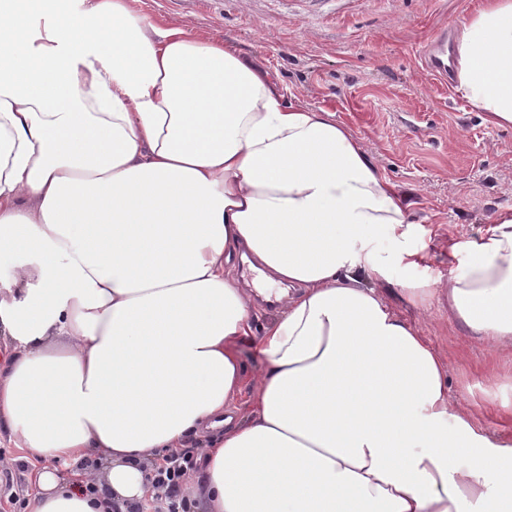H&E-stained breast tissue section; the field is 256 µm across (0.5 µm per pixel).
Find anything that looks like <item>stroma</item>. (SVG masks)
Listing matches in <instances>:
<instances>
[{
	"label": "stroma",
	"instance_id": "stroma-1",
	"mask_svg": "<svg viewBox=\"0 0 512 512\" xmlns=\"http://www.w3.org/2000/svg\"><path fill=\"white\" fill-rule=\"evenodd\" d=\"M482 0H137L156 22L176 21L231 41L284 91L288 104L334 115L350 129L381 172L406 194L421 227L422 262L412 275L438 295L424 307L396 289L410 273H392L383 297L439 351L451 400L473 410L487 431L502 430L494 402L512 401V353L454 336L443 287L448 238L474 235L512 210V126L487 123L454 88L423 68L421 50L443 26ZM497 380L488 383L487 370ZM12 480L0 475V512L11 497L28 502L26 452L0 438Z\"/></svg>",
	"mask_w": 512,
	"mask_h": 512
}]
</instances>
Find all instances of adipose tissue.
<instances>
[{
  "instance_id": "adipose-tissue-1",
  "label": "adipose tissue",
  "mask_w": 512,
  "mask_h": 512,
  "mask_svg": "<svg viewBox=\"0 0 512 512\" xmlns=\"http://www.w3.org/2000/svg\"><path fill=\"white\" fill-rule=\"evenodd\" d=\"M452 56L512 126V0L461 19ZM417 235L350 129L231 43L129 0H0V434L34 462L32 512H110L192 446L207 512H512V437L449 400L381 295ZM448 265L451 325L512 349V213ZM258 295L279 305L260 332ZM88 460L106 494L80 491ZM241 357L244 365V396L241 401H244L246 395H249L255 386L257 376L261 369V363L256 357L252 349L247 345L240 346Z\"/></svg>"
}]
</instances>
